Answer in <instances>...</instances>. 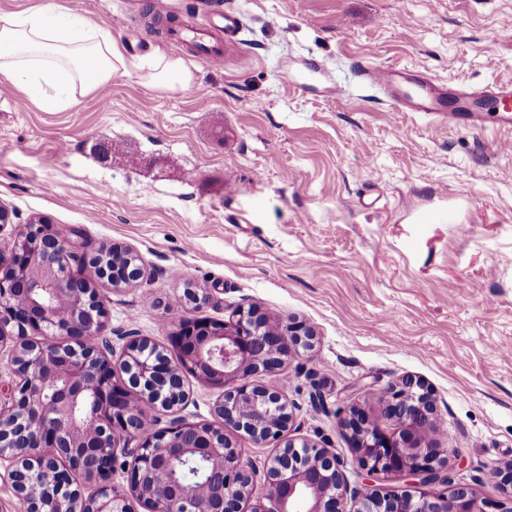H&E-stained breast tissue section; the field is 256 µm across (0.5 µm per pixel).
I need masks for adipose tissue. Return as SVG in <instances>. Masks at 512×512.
I'll list each match as a JSON object with an SVG mask.
<instances>
[{
	"label": "adipose tissue",
	"mask_w": 512,
	"mask_h": 512,
	"mask_svg": "<svg viewBox=\"0 0 512 512\" xmlns=\"http://www.w3.org/2000/svg\"><path fill=\"white\" fill-rule=\"evenodd\" d=\"M129 74L168 92L195 83V72L183 58L129 55L107 28L49 2L0 14V77L34 93L44 111L66 109L77 96L99 90L113 76Z\"/></svg>",
	"instance_id": "1"
}]
</instances>
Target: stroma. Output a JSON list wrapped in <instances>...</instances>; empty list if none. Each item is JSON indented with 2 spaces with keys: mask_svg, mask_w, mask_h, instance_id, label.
<instances>
[{
  "mask_svg": "<svg viewBox=\"0 0 512 512\" xmlns=\"http://www.w3.org/2000/svg\"><path fill=\"white\" fill-rule=\"evenodd\" d=\"M53 2L106 26L129 54L195 66L175 93L115 76L61 112L0 81V248L33 218L90 256L133 250L143 276L107 310L110 360L125 336L168 347L172 316L214 321L237 307L297 320L312 350L254 375L293 409L291 433L343 458L339 418L359 408L389 434L383 392L421 379L441 415L428 438L482 499L512 466V131L494 115L448 129L394 112L355 65L424 71L452 86L512 82V0H159L205 29L242 21L224 63L149 28L127 0H0V13ZM206 90L207 104L196 92ZM122 143L123 164L104 150ZM439 213L427 224L426 214ZM208 300L191 309L187 287ZM181 415L215 421L217 391L186 377Z\"/></svg>",
  "mask_w": 512,
  "mask_h": 512,
  "instance_id": "obj_1",
  "label": "stroma"
}]
</instances>
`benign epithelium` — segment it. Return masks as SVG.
Returning <instances> with one entry per match:
<instances>
[{
	"mask_svg": "<svg viewBox=\"0 0 512 512\" xmlns=\"http://www.w3.org/2000/svg\"><path fill=\"white\" fill-rule=\"evenodd\" d=\"M68 238L39 220L0 255V351L8 349L14 384L0 388V459L11 461L13 494L27 512H512V467L499 471L503 498L493 504L455 486L446 460L424 435L439 417L436 401L413 376L383 395L382 413L402 430L387 434L351 409L340 419L366 475H397L416 493L379 495L366 484L349 487L344 460L289 436L293 413L275 390L249 376L278 370L289 349L309 350L313 329L300 321L271 320L255 309H238L217 329L210 320L185 315L170 336L177 362L151 339L130 335L120 370L97 343L106 337V311L97 289L73 270ZM86 264L114 287L138 280V264L109 261L100 250ZM36 332L34 339L29 333ZM58 336L69 338L61 344ZM220 392L219 422L193 423L180 411L188 401L184 375ZM171 415L169 425L145 435L149 411ZM229 425L258 447L276 453L266 468V493L253 498V476L241 450L224 434ZM138 439L136 447L129 440ZM132 458L127 484L112 482L118 456ZM205 462V493L179 480L185 459ZM97 482L90 494L74 474Z\"/></svg>",
	"mask_w": 512,
	"mask_h": 512,
	"instance_id": "obj_1",
	"label": "benign epithelium"
}]
</instances>
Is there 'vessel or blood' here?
<instances>
[{
	"mask_svg": "<svg viewBox=\"0 0 512 512\" xmlns=\"http://www.w3.org/2000/svg\"><path fill=\"white\" fill-rule=\"evenodd\" d=\"M358 77L385 94L396 112H424L451 127L480 126L486 112L512 127V83L451 89L423 73L401 67H381L361 61Z\"/></svg>",
	"mask_w": 512,
	"mask_h": 512,
	"instance_id": "vessel-or-blood-1",
	"label": "vessel or blood"
}]
</instances>
